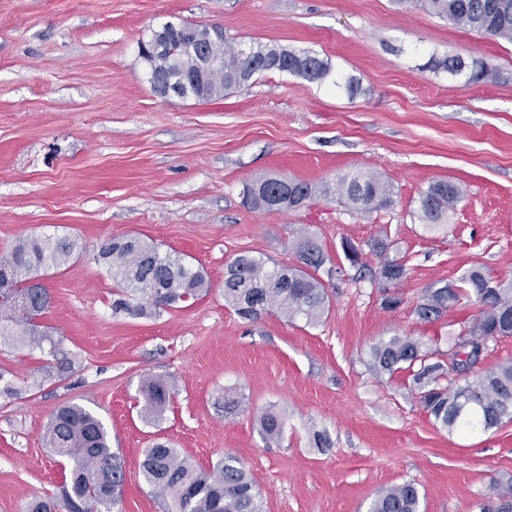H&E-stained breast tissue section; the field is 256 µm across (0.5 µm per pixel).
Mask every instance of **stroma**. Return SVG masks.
<instances>
[{
	"instance_id": "stroma-1",
	"label": "stroma",
	"mask_w": 512,
	"mask_h": 512,
	"mask_svg": "<svg viewBox=\"0 0 512 512\" xmlns=\"http://www.w3.org/2000/svg\"><path fill=\"white\" fill-rule=\"evenodd\" d=\"M168 23L314 53L361 91L267 72L210 101L161 97L138 42ZM447 55L482 60L496 77L471 83L429 68ZM351 171L388 181L393 206L366 217L333 194L294 211L245 202L260 179L332 185ZM437 180L465 196L429 231L411 213ZM300 228L344 270L328 314L315 325L275 310L238 316L224 301L228 264L247 254L291 265ZM127 235L201 270L206 294L114 313L120 291L99 250ZM26 237L77 248L42 274L44 341L0 339V512L59 494L65 461L44 432L64 404L108 431L125 472L114 512H163L141 473L158 441L200 470L236 457L264 512H368L380 490L406 482L421 512H480L494 491L512 490V420L448 432L405 374L368 367L379 340L419 336L444 352L463 332L473 309L461 303L418 319L425 288L474 266L512 278V42L408 0H0V256ZM377 238L407 268L393 311L380 307L368 249ZM345 240L364 248L365 271L348 266ZM151 376L170 398L149 417ZM228 391L243 412L225 415ZM266 410L285 420L280 441L260 433Z\"/></svg>"
}]
</instances>
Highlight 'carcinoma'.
I'll return each mask as SVG.
<instances>
[{"label": "carcinoma", "mask_w": 512, "mask_h": 512, "mask_svg": "<svg viewBox=\"0 0 512 512\" xmlns=\"http://www.w3.org/2000/svg\"><path fill=\"white\" fill-rule=\"evenodd\" d=\"M423 10L446 18L454 25L482 35L512 42V0H415ZM216 51L223 56L222 74L216 82H204L187 89L185 96L210 100L223 92L246 86L256 75L277 71L299 76L310 83L327 81L344 88L353 98L358 93L354 79L332 73L328 61L309 51L290 50L277 44L252 43L245 49L233 48L216 35L204 46L194 50L172 39L167 50L156 55L140 53L148 63L149 80L165 81L186 75L196 67L202 50ZM434 68L451 75L470 71L469 80L489 82L495 73L484 62L474 59L466 63L458 56L434 61ZM338 195L351 211L369 215L392 206V188L374 175L347 173L336 180V187L313 186L294 180L287 184L271 178L260 179L246 188V203L261 208L260 199L280 196L286 199L283 210H295L317 194ZM465 196V189L456 183L438 181L428 185L419 197L412 216L425 226L435 227L447 219L450 209ZM380 258L378 277L383 287L381 307L398 309L403 298L389 292L405 276V265L389 255L387 241L376 239L370 244ZM75 250V243L63 237L55 240L27 238L17 242L10 252L0 257V297L5 300L26 298L29 311L15 319L16 335L30 343H38L42 335L36 320L49 308L51 296L46 288L35 284L42 268L65 265ZM344 258L353 267L363 266V250L358 245L342 242ZM294 254L297 263L289 266H268L267 261L251 255L236 257L224 274V301L236 313L256 319L276 309L288 319L302 317L307 324H316L328 312L330 301L325 280L332 279L326 264L331 259L315 236L306 229L296 231ZM112 280L122 297L113 302L115 312L139 315L148 305L155 307L195 301L207 291L200 270L179 256L160 252L153 244L137 238L111 240L100 253ZM133 297V305L127 297ZM475 307L465 333L455 340L452 351L463 346L470 336L477 340H495L512 336V278L493 280L473 267L455 284L425 289L414 312L419 319L440 318L462 300ZM436 352L420 337L392 336L374 344L370 350V369L378 375L399 371L411 378L422 408L441 428L456 430L491 429L505 418L512 419V362L484 374L460 373V367L434 359ZM144 412L155 415L166 404L168 387L160 377L144 384ZM263 437L278 441L284 432V420L272 411L260 416ZM52 451L72 461L62 497L44 496L32 500L26 512H102L119 503L125 474L102 421L79 405H63L51 415L45 431ZM142 475L166 512H263L262 502L251 473L232 456L218 461L208 471L196 469L178 457L165 442H156L147 449L141 465ZM421 494L411 483L381 490L369 512H420Z\"/></svg>", "instance_id": "cac0c4a2"}]
</instances>
